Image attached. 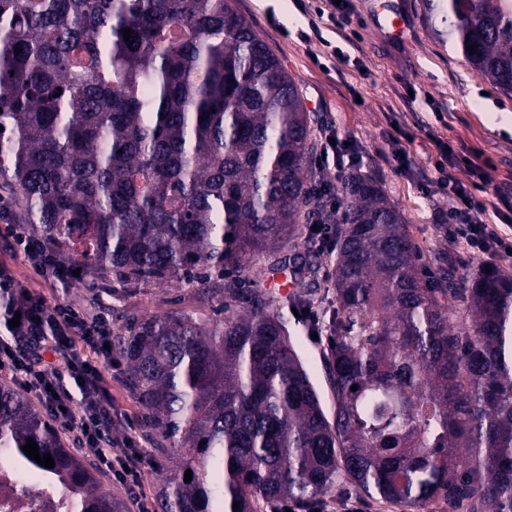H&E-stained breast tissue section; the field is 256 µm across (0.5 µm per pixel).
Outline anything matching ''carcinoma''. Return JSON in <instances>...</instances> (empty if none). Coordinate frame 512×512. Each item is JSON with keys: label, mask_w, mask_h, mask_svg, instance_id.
<instances>
[{"label": "carcinoma", "mask_w": 512, "mask_h": 512, "mask_svg": "<svg viewBox=\"0 0 512 512\" xmlns=\"http://www.w3.org/2000/svg\"><path fill=\"white\" fill-rule=\"evenodd\" d=\"M420 4L441 46L512 93V0ZM312 121L233 0H0V174L33 238L80 276L125 285L222 276L265 253L260 276L289 267L298 287L278 298L211 281L202 300L242 310L131 316L112 336L143 429L179 452L160 512L302 506L340 479L408 512H512V274L459 278L450 260L431 283L370 175L351 174L336 210L320 209ZM320 215L336 225L332 419L276 311L311 304L315 267L288 247ZM30 438L54 467L23 452ZM0 456L56 483L72 512H129L6 382Z\"/></svg>", "instance_id": "carcinoma-1"}]
</instances>
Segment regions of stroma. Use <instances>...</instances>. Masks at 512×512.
I'll return each instance as SVG.
<instances>
[{"mask_svg": "<svg viewBox=\"0 0 512 512\" xmlns=\"http://www.w3.org/2000/svg\"><path fill=\"white\" fill-rule=\"evenodd\" d=\"M364 0H349L350 23L346 41L327 19H316L319 0H234L237 10L252 24L294 80L319 131L332 128L338 143L347 144L354 170L379 177L404 217L406 228L421 251V263L438 271L442 257H451L456 273L470 274L485 256L448 243L447 195L422 193L420 182L433 177L435 139L450 142L462 154L473 153L484 165L486 191L481 199L484 218L512 238V212L502 204L500 191L512 188V124L491 126L488 113L512 117V96L502 93L474 71L462 55L444 50L421 17L419 0H402L411 32L402 40L386 39L371 24ZM317 20L310 29L309 20ZM407 140L412 165L399 172L393 157V139ZM25 210L0 181V261L9 263L18 288L73 302L109 330L122 325L128 314L163 315L183 311L215 319L219 302H202V280L170 282L161 286H123L117 282L81 284L77 288L48 285L21 254L14 250L11 226H24ZM301 253L311 254L317 267L312 309L295 316L291 307L281 314L290 339L317 388L326 414H333L336 399L323 358L326 325L335 307L331 274L336 252L323 248L319 236L304 231ZM107 379L116 413L114 437L130 438L150 451L142 477V494L149 507L167 475L178 465L176 454H154V445L141 429V410L125 385V364L113 358Z\"/></svg>", "mask_w": 512, "mask_h": 512, "instance_id": "obj_1", "label": "stroma"}]
</instances>
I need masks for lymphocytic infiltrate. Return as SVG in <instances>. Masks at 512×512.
I'll return each mask as SVG.
<instances>
[{
  "label": "lymphocytic infiltrate",
  "instance_id": "1",
  "mask_svg": "<svg viewBox=\"0 0 512 512\" xmlns=\"http://www.w3.org/2000/svg\"><path fill=\"white\" fill-rule=\"evenodd\" d=\"M437 176L431 184L448 195V241L497 259L512 253V239L487 223L476 193L483 173L468 166L471 183L455 172L466 166L463 155L449 143L438 146ZM0 369L14 373L20 386L33 394L65 429L77 432L85 451L98 467L128 490L138 512H150L141 493L147 455L131 440L112 437V395L106 373L112 366L111 333L67 301L50 299L17 288L12 269L0 264ZM77 382L73 398L69 382Z\"/></svg>",
  "mask_w": 512,
  "mask_h": 512
}]
</instances>
